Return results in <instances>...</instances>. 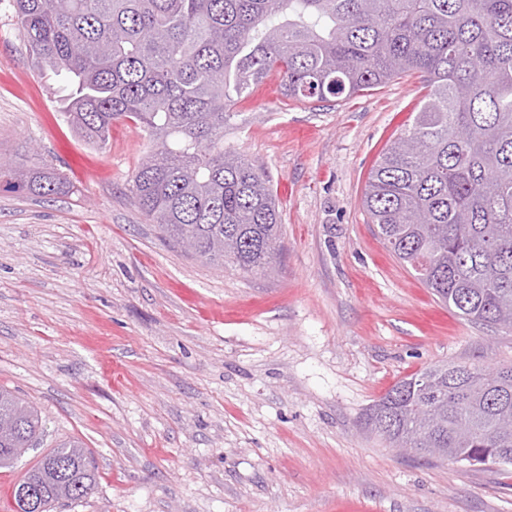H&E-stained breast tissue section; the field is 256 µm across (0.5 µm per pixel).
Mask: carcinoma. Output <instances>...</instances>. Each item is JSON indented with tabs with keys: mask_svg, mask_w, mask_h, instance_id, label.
I'll return each mask as SVG.
<instances>
[{
	"mask_svg": "<svg viewBox=\"0 0 512 512\" xmlns=\"http://www.w3.org/2000/svg\"><path fill=\"white\" fill-rule=\"evenodd\" d=\"M39 74L57 81L77 134L103 147L112 123L148 134L129 180L165 240L243 271L269 266L278 213L261 167L224 147L230 103L271 75L288 99L351 97L415 72L413 126L377 160L362 198L383 244L471 321L512 326V0H12ZM7 188L70 192L42 166L3 170ZM444 363L398 381L366 412L387 443L421 457L448 448L472 465L512 464V365ZM44 434L37 410L0 388V469ZM69 462L76 490L47 461ZM96 482L78 440L15 484L42 512Z\"/></svg>",
	"mask_w": 512,
	"mask_h": 512,
	"instance_id": "carcinoma-1",
	"label": "carcinoma"
}]
</instances>
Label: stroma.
Segmentation results:
<instances>
[{"mask_svg": "<svg viewBox=\"0 0 512 512\" xmlns=\"http://www.w3.org/2000/svg\"><path fill=\"white\" fill-rule=\"evenodd\" d=\"M424 94L406 74L299 102L271 78L230 106L224 144L263 168L281 224L272 268L245 273L161 241L128 190L144 132L82 141L0 0V165L70 184L0 188V388L46 426L0 470V502L77 439L97 484L63 512H512L511 465L403 454L365 425L426 367L512 364V327L442 304L362 206ZM2 176L6 177L8 189L27 191L40 197L67 194L70 191L65 176L47 165L27 171H5L1 165L0 177Z\"/></svg>", "mask_w": 512, "mask_h": 512, "instance_id": "35a3bbf8", "label": "stroma"}]
</instances>
